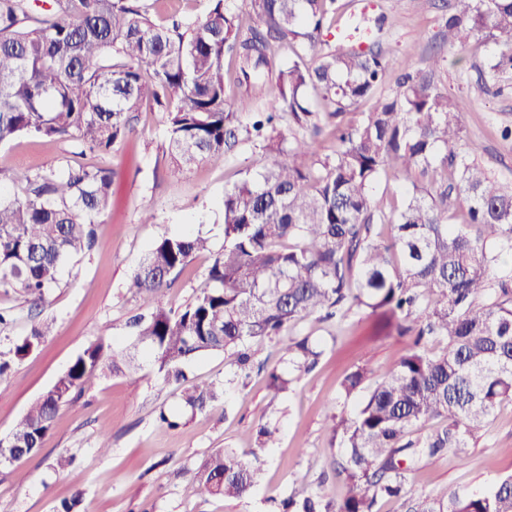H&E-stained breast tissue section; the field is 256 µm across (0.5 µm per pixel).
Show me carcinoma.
<instances>
[{"label": "carcinoma", "instance_id": "1", "mask_svg": "<svg viewBox=\"0 0 512 512\" xmlns=\"http://www.w3.org/2000/svg\"><path fill=\"white\" fill-rule=\"evenodd\" d=\"M158 2L48 0L38 12L31 0H0V145L37 136L105 152L134 132L129 113L148 97L168 115L170 175L178 176L224 159L238 143L236 112H255L248 135L268 163L259 178L224 190V252L206 287L173 315L165 309L173 275L209 250V239L188 233L150 246L129 284L154 302L152 312L128 321L135 347L184 386L191 411L204 412L244 383L256 345L278 340L292 371L308 372L322 350L288 330L311 315L367 307L412 345L382 373L358 368L341 382L345 397L363 394L328 428L341 449L335 472L346 495L333 502L301 493L283 512H379L390 499L402 501V512H512V475L483 492L413 497L406 489L417 464L450 448L464 453L497 406L512 401V274L494 276L500 259L512 257V190L463 146L466 100L409 73L394 96L379 97L387 60L373 50V33L363 38L366 49L330 45L307 67L304 55L338 0H248L257 26L224 0H208L201 21L158 23ZM445 28L452 47L483 37L496 46L487 76L512 73V0H449ZM279 45L294 47L292 62L277 60ZM231 84L239 90L234 109ZM308 88L320 108L308 104ZM275 89L293 122L312 132L294 140L288 161L280 159L278 113L256 109ZM368 101L357 122L340 120ZM324 127L336 149L309 163ZM390 166L420 180L387 212L375 209L371 191ZM9 181L15 192L0 186V288H18L37 306L64 264L95 247L112 175L80 165L17 170ZM452 197L463 204L461 223L448 208ZM50 329L37 323L0 352V383ZM431 340L445 342L439 353L425 349ZM208 352L224 353L237 370L222 383H188L186 364ZM104 369L124 373L140 364L124 348L89 344L29 407L12 443L27 457L37 454L60 408ZM433 419L442 428L406 440ZM274 433L259 427L247 460L227 448L212 452L191 479L211 495L248 496Z\"/></svg>", "mask_w": 512, "mask_h": 512}]
</instances>
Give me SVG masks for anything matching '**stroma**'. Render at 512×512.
<instances>
[{"label":"stroma","instance_id":"35a3bbf8","mask_svg":"<svg viewBox=\"0 0 512 512\" xmlns=\"http://www.w3.org/2000/svg\"><path fill=\"white\" fill-rule=\"evenodd\" d=\"M345 13L329 19L323 42L334 43L336 31L350 14L367 24L381 22L378 40L388 61L380 87L390 97L403 73L430 76L440 90L468 98L461 121L465 143L475 159L500 183L512 186V83L479 77L494 51L491 42L472 40L463 50L444 39L446 0H343ZM135 131L105 153L78 155L73 142L20 137L0 145V171L67 169L75 164L111 170V205L96 226L97 245L67 263L45 303L31 310L19 291L0 289V308L16 320L0 330V349L26 335L32 316L52 325L50 335L14 364L0 399V438L8 436L29 406L61 375L89 343L130 347L129 318L147 312L150 300L132 294L130 279L147 249L164 235L186 229L202 233L211 250L193 258L178 274L165 306L178 312L190 303L207 280L216 254L224 249L222 198L245 175H258L267 159L251 140L241 139L224 160L200 164L174 178L167 146V115L142 105L134 113ZM152 223H143L145 213ZM292 335L320 342L323 354L316 367L294 381L286 393L268 389L270 368L287 370L276 342H265L267 368L253 372L246 388L228 390L212 409L193 414L182 389L164 382L149 362L124 374L93 377L81 395L62 407L40 453L16 467H0V512H54L57 503L82 492L88 512H275L278 503L301 491L328 500L344 493L336 478L332 446L326 429L340 411H352L356 398H345V374L365 367L379 371L395 364L409 339L385 327L363 309L329 321L310 316ZM177 415L174 430L158 426L159 411ZM276 428V440L265 453L259 486L244 499H226L203 492L190 474L220 448L244 451L256 445L258 423ZM111 430V448L100 452L102 428ZM74 456L59 471V454ZM512 474V402L500 404L467 450L466 462L455 452L421 464L410 477L413 494L425 496L466 487L489 489Z\"/></svg>","mask_w":512,"mask_h":512}]
</instances>
